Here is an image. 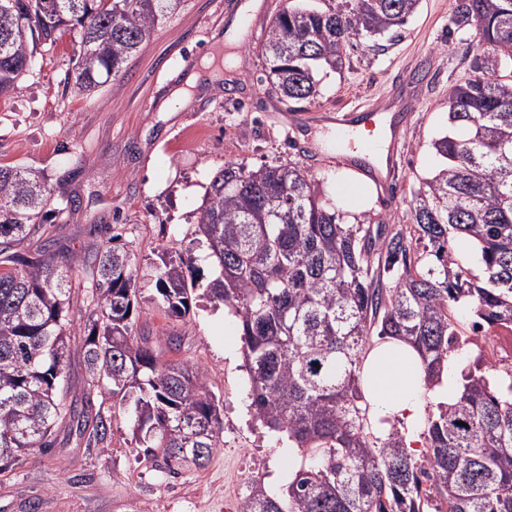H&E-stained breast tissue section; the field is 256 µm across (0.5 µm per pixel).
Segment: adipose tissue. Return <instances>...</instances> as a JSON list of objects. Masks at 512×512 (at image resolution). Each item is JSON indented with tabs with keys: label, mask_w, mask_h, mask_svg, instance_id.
<instances>
[{
	"label": "adipose tissue",
	"mask_w": 512,
	"mask_h": 512,
	"mask_svg": "<svg viewBox=\"0 0 512 512\" xmlns=\"http://www.w3.org/2000/svg\"><path fill=\"white\" fill-rule=\"evenodd\" d=\"M459 383L455 364H448L440 385L428 387L419 351L392 340L372 349L363 365V393L373 429L386 437L391 423L402 420L410 434H417L426 401L450 403Z\"/></svg>",
	"instance_id": "1"
}]
</instances>
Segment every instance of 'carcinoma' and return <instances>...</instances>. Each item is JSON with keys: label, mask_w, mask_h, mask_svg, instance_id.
<instances>
[{"label": "carcinoma", "mask_w": 512, "mask_h": 512, "mask_svg": "<svg viewBox=\"0 0 512 512\" xmlns=\"http://www.w3.org/2000/svg\"><path fill=\"white\" fill-rule=\"evenodd\" d=\"M186 0H0V96L21 90L39 45L77 31L74 88L91 93ZM419 0H309L269 26L271 85L289 103L318 96L315 74L342 67L344 43L403 27ZM451 22L472 28L480 54L454 86L448 134L432 146L439 170L414 194L409 233L385 219L356 223L323 199L313 174L289 164L224 163L206 188L195 234L214 272L188 278L193 257L157 253L156 293L172 317L198 298L237 320L250 407L310 460L282 495L251 480L241 512H512V383L503 395L483 364L461 372L457 400L427 418L422 457L396 427L375 435L362 391L377 344H412L427 382L470 328L512 331V0H453ZM43 176L0 165V470L55 446L62 427L110 445L116 411L132 419L136 447L168 474L200 469L223 427L199 365L162 359L136 331L135 257L107 241L83 256L16 247L46 218ZM476 246L483 278L461 268L451 242ZM426 255L411 263L412 243ZM91 284L83 360L85 396L64 403L70 359V273Z\"/></svg>", "instance_id": "cac0c4a2"}]
</instances>
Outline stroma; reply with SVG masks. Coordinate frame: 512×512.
Wrapping results in <instances>:
<instances>
[{
  "label": "stroma",
  "instance_id": "1",
  "mask_svg": "<svg viewBox=\"0 0 512 512\" xmlns=\"http://www.w3.org/2000/svg\"><path fill=\"white\" fill-rule=\"evenodd\" d=\"M225 2L187 0L91 96L73 89L80 41L74 32L45 44L21 90L0 97V164L41 172L51 192L48 219L21 252L43 244L82 254L120 233L121 249L138 260V328L162 344L180 336L167 358L207 370V385L220 400L221 445L204 468L173 478L136 448L123 418L113 421L104 449L62 429L51 451H33L0 472V512H225L227 504L241 505L253 477H262L268 491L284 488L302 453L254 419L234 317L204 300L187 318L166 316L152 302L157 253L193 250L197 275L210 280L195 242V211L228 161L250 168L293 163L321 179L346 219L368 211L390 224L408 223L415 190L438 170L432 143L447 130L448 95L471 76L478 52L474 30L451 23V0H419L398 37L371 47L347 43L349 65L320 72L317 99L301 104L282 101L266 79L263 44L282 0H262L253 14L227 11ZM237 28L244 38L233 80L174 101L173 91L203 57H225L214 34ZM387 103L404 111L388 202L346 163L344 142L353 129L327 120L341 108ZM86 307L83 285L73 284L70 402L87 389Z\"/></svg>",
  "mask_w": 512,
  "mask_h": 512
}]
</instances>
